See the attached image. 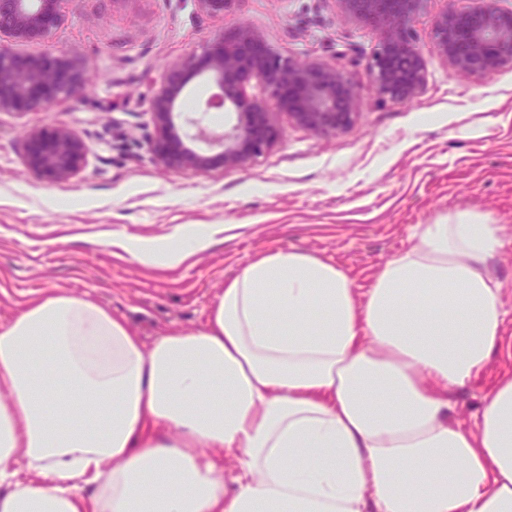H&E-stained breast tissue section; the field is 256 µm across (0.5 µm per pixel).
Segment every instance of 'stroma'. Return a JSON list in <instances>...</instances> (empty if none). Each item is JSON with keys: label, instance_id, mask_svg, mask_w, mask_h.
Instances as JSON below:
<instances>
[{"label": "stroma", "instance_id": "stroma-1", "mask_svg": "<svg viewBox=\"0 0 512 512\" xmlns=\"http://www.w3.org/2000/svg\"><path fill=\"white\" fill-rule=\"evenodd\" d=\"M458 0H428L411 31L427 60L414 99H378L367 73L377 34L339 16L333 0H234L223 16L197 0H68L46 53L87 70L75 98L33 112H0V325L45 289L89 293L151 340L200 327L225 282L256 256L297 249L335 261L354 287L408 244L411 228L458 210L503 227L492 272L508 283L512 311V67L456 75L439 61L433 18ZM304 62L354 82L352 124L319 137L274 111L279 137L243 168L181 173L149 143L151 103L168 67L241 27ZM76 130L89 151L66 182L34 176L29 130ZM204 235L208 247L169 267L129 261L109 240L173 241ZM512 359L488 367L455 396L465 424Z\"/></svg>", "mask_w": 512, "mask_h": 512}]
</instances>
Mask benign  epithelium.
Wrapping results in <instances>:
<instances>
[{"label": "benign epithelium", "instance_id": "obj_1", "mask_svg": "<svg viewBox=\"0 0 512 512\" xmlns=\"http://www.w3.org/2000/svg\"><path fill=\"white\" fill-rule=\"evenodd\" d=\"M64 0H0V112H30L76 95L85 72L77 61L58 54L48 59L36 47L48 42L64 23ZM234 0H198L207 15L224 16ZM340 15L380 31L368 78L376 93L395 103L422 90L426 59L410 42L409 27L428 0H334ZM460 10L434 18L438 58L461 75L489 77L512 66V11L498 0H466ZM214 88L205 110L235 114L224 132L202 126L204 117L177 111L189 62L172 65L155 93L151 111L156 135L150 148L157 160L176 172L206 171L216 165L240 168L262 155L278 138L272 123L275 109L288 112L301 126L321 137L351 125L356 96L351 78L323 63L303 64L268 49L260 36L242 27L231 39L208 46L202 56ZM256 80L262 95L246 88ZM88 147L67 126L50 132L33 129L26 136V163L37 177L68 181L83 170Z\"/></svg>", "mask_w": 512, "mask_h": 512}]
</instances>
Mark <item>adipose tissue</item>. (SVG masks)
Returning a JSON list of instances; mask_svg holds the SVG:
<instances>
[{
	"label": "adipose tissue",
	"mask_w": 512,
	"mask_h": 512,
	"mask_svg": "<svg viewBox=\"0 0 512 512\" xmlns=\"http://www.w3.org/2000/svg\"><path fill=\"white\" fill-rule=\"evenodd\" d=\"M502 245L476 211L415 225L362 293L281 249L200 328L148 343L89 295L45 291L0 326V512H512V375L474 426L453 403L512 356ZM206 246L122 249L179 264Z\"/></svg>",
	"instance_id": "adipose-tissue-1"
}]
</instances>
